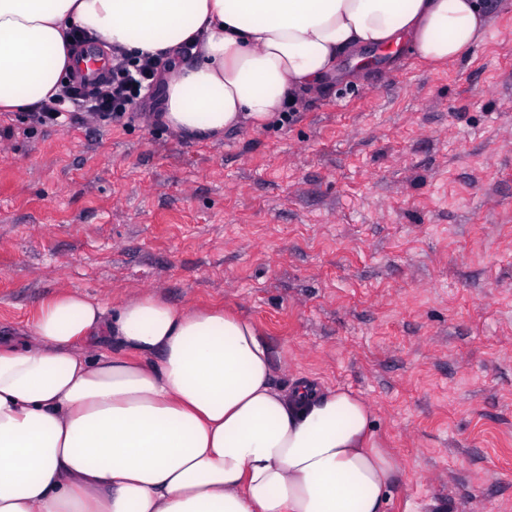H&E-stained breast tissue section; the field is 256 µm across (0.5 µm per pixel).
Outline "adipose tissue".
<instances>
[{"label":"adipose tissue","instance_id":"ef3b65f1","mask_svg":"<svg viewBox=\"0 0 512 512\" xmlns=\"http://www.w3.org/2000/svg\"><path fill=\"white\" fill-rule=\"evenodd\" d=\"M487 26L480 0H0V112L58 92L73 29L146 55L192 44L163 119L217 140L322 89L346 54L453 62ZM27 333L0 340V512H384L396 466L367 404L276 388L250 319L71 291Z\"/></svg>","mask_w":512,"mask_h":512}]
</instances>
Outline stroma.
<instances>
[{
    "label": "stroma",
    "mask_w": 512,
    "mask_h": 512,
    "mask_svg": "<svg viewBox=\"0 0 512 512\" xmlns=\"http://www.w3.org/2000/svg\"><path fill=\"white\" fill-rule=\"evenodd\" d=\"M485 4L460 59L346 55L218 140L0 112V330L71 289L233 309L278 388L369 406L385 512H512V0Z\"/></svg>",
    "instance_id": "35a3bbf8"
}]
</instances>
